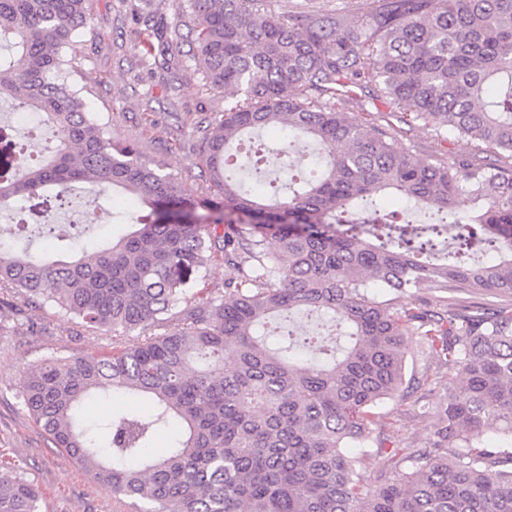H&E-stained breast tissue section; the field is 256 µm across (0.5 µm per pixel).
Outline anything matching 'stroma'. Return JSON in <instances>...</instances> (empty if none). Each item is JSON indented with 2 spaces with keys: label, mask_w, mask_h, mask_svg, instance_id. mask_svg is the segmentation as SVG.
Masks as SVG:
<instances>
[{
  "label": "stroma",
  "mask_w": 512,
  "mask_h": 512,
  "mask_svg": "<svg viewBox=\"0 0 512 512\" xmlns=\"http://www.w3.org/2000/svg\"><path fill=\"white\" fill-rule=\"evenodd\" d=\"M151 11L168 30L178 32L180 52L170 69L142 63L144 45L125 0H89L88 34L77 49L74 79L95 94L88 110L108 137L135 144L149 165L161 166L193 198L212 196L200 152L211 122L224 109V94L206 90L193 60L197 52L189 27L182 25L172 0H151ZM176 92H169V84ZM360 122L384 125L399 149L419 159L453 162L467 155V140L404 123L389 101L374 97L371 84L354 89L344 103ZM0 473L18 474L41 493L39 512H133L128 500L112 496L81 467L55 448L35 424L20 398L21 375L34 360L48 356L86 357L131 346L140 332L122 336L92 332L51 304L27 305L22 296L0 288ZM382 411L395 439L422 447L431 439L433 420L407 403L387 401Z\"/></svg>",
  "instance_id": "stroma-1"
}]
</instances>
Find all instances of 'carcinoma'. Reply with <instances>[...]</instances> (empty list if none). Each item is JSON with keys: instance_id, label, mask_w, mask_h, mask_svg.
<instances>
[{"instance_id": "1", "label": "carcinoma", "mask_w": 512, "mask_h": 512, "mask_svg": "<svg viewBox=\"0 0 512 512\" xmlns=\"http://www.w3.org/2000/svg\"><path fill=\"white\" fill-rule=\"evenodd\" d=\"M186 2L204 85L235 97L202 143L216 196L198 200L87 111L91 89L71 81L70 56L87 0H0V103L57 137L36 163L0 175V211L54 204L32 211L34 226L17 223L22 248L0 245V286L87 327L151 331L100 356L29 365V415L135 512H512V468L485 474L500 463L487 432L512 438V0H371L362 22L276 14L265 0ZM145 31L157 67L178 40ZM366 80L406 122L475 152L428 163L399 150L386 127L337 107ZM76 186L94 204L121 192L141 210L123 215L132 231L118 240L48 259L84 234L55 223ZM388 194L428 221H400L382 207ZM463 194L475 210L460 217ZM197 209L217 213L223 235L190 220ZM215 249L232 301L218 293L172 324ZM369 280L389 299L369 296ZM422 288L505 302L395 307ZM408 336L448 367L432 438L409 453L388 447L376 412L418 388L434 394L429 375L406 380ZM111 394L151 410L89 422L84 403ZM162 430L174 439L155 456ZM371 448L390 464L368 479ZM39 498L25 478L0 475V512H38Z\"/></svg>"}]
</instances>
